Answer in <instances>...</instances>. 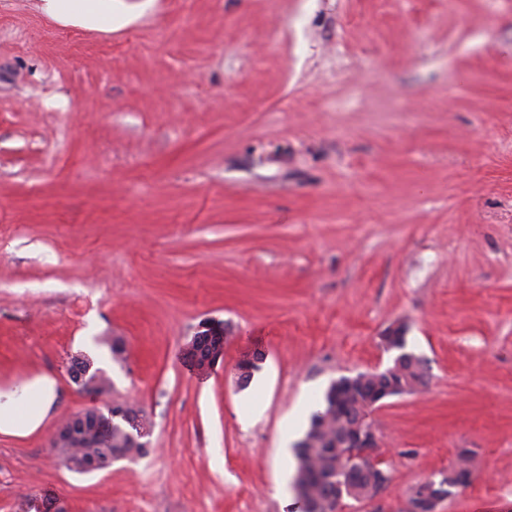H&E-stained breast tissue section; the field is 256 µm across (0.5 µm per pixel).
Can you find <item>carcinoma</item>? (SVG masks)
<instances>
[{
  "instance_id": "carcinoma-1",
  "label": "carcinoma",
  "mask_w": 512,
  "mask_h": 512,
  "mask_svg": "<svg viewBox=\"0 0 512 512\" xmlns=\"http://www.w3.org/2000/svg\"><path fill=\"white\" fill-rule=\"evenodd\" d=\"M423 359L403 354L385 371L361 372L352 377L342 376L330 384L321 397L322 410L312 414L304 437L295 447L297 458L296 483L304 486L306 512H334L337 499L367 500L378 494L375 473L369 466L355 475L346 470L342 447L343 435L358 417L366 419L369 426L376 425L372 418L374 409L368 408L367 394L375 387L389 390L393 397L413 392L425 383V370L420 366ZM133 428L120 418L112 422V441L97 448L54 447V451L71 471L85 474L84 461L98 458L104 466L114 461L134 460L148 454L149 449L141 442L133 441L129 433ZM474 469V453L462 449L455 465L440 473L434 481L420 482L410 492L409 503L419 502L428 494L444 499L453 489L463 484L461 477L471 476Z\"/></svg>"
}]
</instances>
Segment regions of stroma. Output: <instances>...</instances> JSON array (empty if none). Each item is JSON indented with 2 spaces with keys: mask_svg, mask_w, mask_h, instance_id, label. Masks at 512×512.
I'll return each mask as SVG.
<instances>
[{
  "mask_svg": "<svg viewBox=\"0 0 512 512\" xmlns=\"http://www.w3.org/2000/svg\"><path fill=\"white\" fill-rule=\"evenodd\" d=\"M39 2L0 0V387L55 399L0 435V512H290L293 414L391 365L394 323L428 382L374 411L391 479L342 512H404L464 448L440 512H512V0H124L108 33ZM204 322L232 337L201 374ZM115 404L148 455L69 471L57 427ZM55 398V382L39 376L0 388V435L23 438L38 431ZM474 453L468 449H461L457 455L455 465L447 472L440 473V478L434 481L420 482L410 492L409 503L419 502V497L427 492L432 498L444 499L453 494V489L464 484L461 480L463 474L470 479L474 469Z\"/></svg>",
  "mask_w": 512,
  "mask_h": 512,
  "instance_id": "stroma-1",
  "label": "stroma"
}]
</instances>
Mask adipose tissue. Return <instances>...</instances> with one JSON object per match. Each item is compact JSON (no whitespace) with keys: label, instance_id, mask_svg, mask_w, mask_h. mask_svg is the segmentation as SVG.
I'll use <instances>...</instances> for the list:
<instances>
[{"label":"adipose tissue","instance_id":"ef3b65f1","mask_svg":"<svg viewBox=\"0 0 512 512\" xmlns=\"http://www.w3.org/2000/svg\"><path fill=\"white\" fill-rule=\"evenodd\" d=\"M41 9L53 20L90 30L112 28L110 0H41ZM55 398V382L39 376L0 388V435L23 438L38 431Z\"/></svg>","mask_w":512,"mask_h":512}]
</instances>
